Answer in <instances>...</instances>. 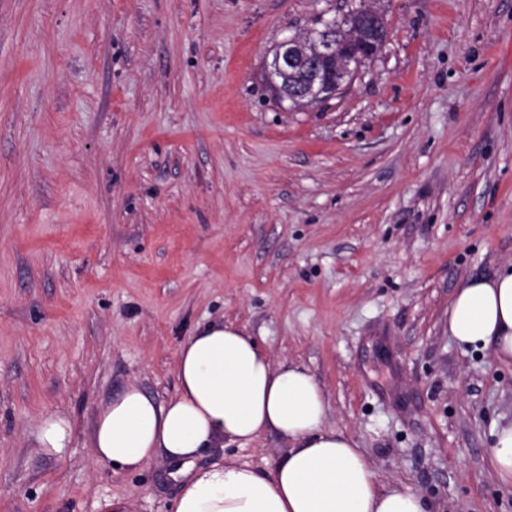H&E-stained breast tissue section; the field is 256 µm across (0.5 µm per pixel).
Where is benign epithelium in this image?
<instances>
[{
	"label": "benign epithelium",
	"instance_id": "benign-epithelium-1",
	"mask_svg": "<svg viewBox=\"0 0 512 512\" xmlns=\"http://www.w3.org/2000/svg\"><path fill=\"white\" fill-rule=\"evenodd\" d=\"M389 35L383 15L357 8L338 21L318 18L304 35L284 37L272 50L271 85L277 97L305 108L336 94Z\"/></svg>",
	"mask_w": 512,
	"mask_h": 512
}]
</instances>
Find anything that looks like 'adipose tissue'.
<instances>
[{
  "label": "adipose tissue",
  "mask_w": 512,
  "mask_h": 512,
  "mask_svg": "<svg viewBox=\"0 0 512 512\" xmlns=\"http://www.w3.org/2000/svg\"><path fill=\"white\" fill-rule=\"evenodd\" d=\"M448 332L461 345L512 363V262L465 281ZM176 395L159 403L127 386L98 412L92 448L98 462L139 471L165 454L182 481L175 512H429L400 483L381 484L351 436L324 427L328 402L307 370L274 365L257 339L214 323L188 336L176 354ZM273 432L289 447L271 471L250 465L194 471L201 449L244 446ZM73 424L48 412L32 438L40 452L63 455Z\"/></svg>",
  "instance_id": "1"
}]
</instances>
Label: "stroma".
I'll return each instance as SVG.
<instances>
[{
	"label": "stroma",
	"mask_w": 512,
	"mask_h": 512,
	"mask_svg": "<svg viewBox=\"0 0 512 512\" xmlns=\"http://www.w3.org/2000/svg\"><path fill=\"white\" fill-rule=\"evenodd\" d=\"M357 5L0 0V512H173L170 463L97 464L92 425L129 385L172 398L179 344L217 322L313 374L381 483L512 512L490 462L512 364L448 334L465 280L512 261V0H375L381 51L279 101L274 45ZM46 412L63 457L29 438ZM72 435V421L53 412L41 415L32 432L36 448L49 456H62L71 442Z\"/></svg>",
	"instance_id": "1"
}]
</instances>
